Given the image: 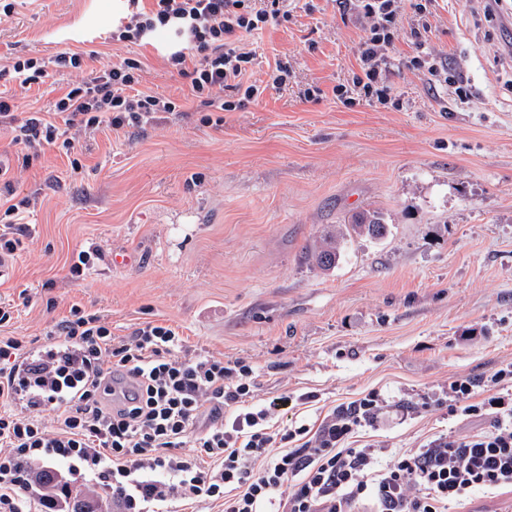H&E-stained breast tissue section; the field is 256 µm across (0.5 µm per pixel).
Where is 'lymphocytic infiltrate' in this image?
Instances as JSON below:
<instances>
[{
  "instance_id": "lymphocytic-infiltrate-1",
  "label": "lymphocytic infiltrate",
  "mask_w": 512,
  "mask_h": 512,
  "mask_svg": "<svg viewBox=\"0 0 512 512\" xmlns=\"http://www.w3.org/2000/svg\"><path fill=\"white\" fill-rule=\"evenodd\" d=\"M397 0H354L369 26L359 46L353 86L386 101L379 87L381 44L389 42ZM114 37L137 42L175 27L184 41L169 64L188 81L185 100L223 112L257 99L246 83L255 56L241 34L288 20V0H129ZM55 64L80 72L48 108L18 114L16 95L0 91V126L35 155L78 136L126 135L174 114V98L141 87L132 58L89 66L62 52ZM232 99H224V92ZM61 336L46 335L37 357L0 335V512H29L34 461L64 465L73 481L112 490L117 512H154L167 501L220 503L224 512H451L474 491L512 488V364L488 379L448 385V412L482 421L480 430L440 436L396 452L347 447L356 430L376 426L385 409L371 392L333 410L317 428L273 432L280 406L255 403L253 366L189 353L172 325L148 321L116 336L104 315L71 307ZM57 414L56 427L42 419ZM287 443L278 452L276 442Z\"/></svg>"
}]
</instances>
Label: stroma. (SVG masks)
<instances>
[{
  "instance_id": "stroma-1",
  "label": "stroma",
  "mask_w": 512,
  "mask_h": 512,
  "mask_svg": "<svg viewBox=\"0 0 512 512\" xmlns=\"http://www.w3.org/2000/svg\"><path fill=\"white\" fill-rule=\"evenodd\" d=\"M414 2L401 0L384 49L385 105L333 95L361 72L363 15L342 0H291L287 22L240 41L256 55L253 81L283 61L287 85L223 125L188 103L145 133L104 132L24 165L0 128L14 192L37 200L0 281V299L17 307L10 335L27 344L57 332L75 305L118 336L164 321L193 350L249 361L257 401L288 397L274 429L319 424L375 391L405 414L359 429L349 447L417 448L479 430L444 405L406 406L512 363V0L491 24L482 0H434L423 39L472 92L463 108L408 65ZM70 50L100 64L138 59L154 93L187 91L152 41H113L112 0H15L0 20V69L20 57L50 64L43 84L19 93L21 111L77 80L52 65ZM310 86L318 94L303 98ZM368 210L384 214L388 236L346 239L336 268L313 267L323 230ZM88 248L98 258L72 276Z\"/></svg>"
}]
</instances>
